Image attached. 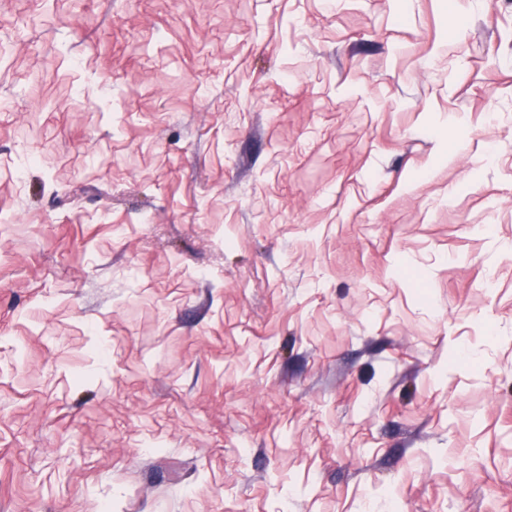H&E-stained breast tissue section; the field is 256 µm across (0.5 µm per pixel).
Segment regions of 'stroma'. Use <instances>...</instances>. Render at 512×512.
Returning a JSON list of instances; mask_svg holds the SVG:
<instances>
[{"mask_svg":"<svg viewBox=\"0 0 512 512\" xmlns=\"http://www.w3.org/2000/svg\"><path fill=\"white\" fill-rule=\"evenodd\" d=\"M0 44V512H512V0Z\"/></svg>","mask_w":512,"mask_h":512,"instance_id":"obj_1","label":"stroma"}]
</instances>
